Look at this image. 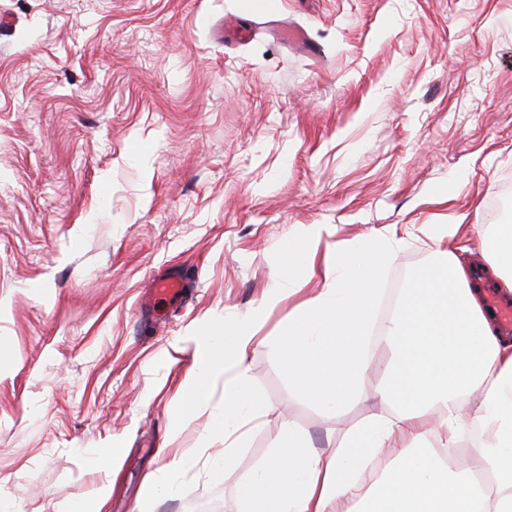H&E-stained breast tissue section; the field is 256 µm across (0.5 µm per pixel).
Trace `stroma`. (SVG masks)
Listing matches in <instances>:
<instances>
[{"label": "stroma", "mask_w": 512, "mask_h": 512, "mask_svg": "<svg viewBox=\"0 0 512 512\" xmlns=\"http://www.w3.org/2000/svg\"><path fill=\"white\" fill-rule=\"evenodd\" d=\"M270 2L0 0V512H237L282 424L334 448L381 410L290 382L279 335L322 280L289 240L413 226L384 265L370 391L394 286L439 256L423 225L490 224L512 185V0ZM228 19L242 39H217ZM170 275L181 295L146 305ZM263 304V425L214 471L197 450L224 382L188 407L195 339ZM157 476L172 491L144 502Z\"/></svg>", "instance_id": "stroma-1"}]
</instances>
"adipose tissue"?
I'll return each instance as SVG.
<instances>
[{
  "mask_svg": "<svg viewBox=\"0 0 512 512\" xmlns=\"http://www.w3.org/2000/svg\"><path fill=\"white\" fill-rule=\"evenodd\" d=\"M322 228L303 227L305 262L324 286L295 307L280 341V360L310 400L348 407L390 406L345 432L341 447H312L284 425L273 450L241 476V512H512V343L492 327L468 273L455 256L415 277L382 336L392 358L374 392L363 387L367 344L383 261L399 243L382 238L366 251L337 245L316 258ZM489 260L512 292V225L487 232ZM266 318L257 308L237 322L229 352L196 339L189 400L207 402L224 381V410L209 431L213 466L232 467L231 439L265 412L248 376V352ZM476 462L461 474L450 461L463 433Z\"/></svg>",
  "mask_w": 512,
  "mask_h": 512,
  "instance_id": "adipose-tissue-1",
  "label": "adipose tissue"
}]
</instances>
